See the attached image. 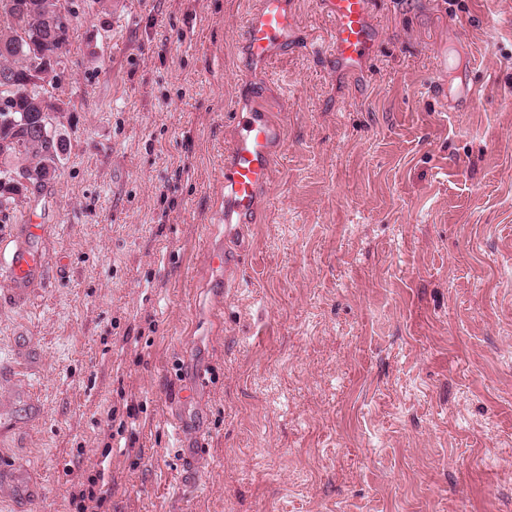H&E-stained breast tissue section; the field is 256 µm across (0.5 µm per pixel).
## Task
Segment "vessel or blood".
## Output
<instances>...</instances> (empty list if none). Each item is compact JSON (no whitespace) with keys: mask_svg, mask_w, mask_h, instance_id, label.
Returning <instances> with one entry per match:
<instances>
[{"mask_svg":"<svg viewBox=\"0 0 512 512\" xmlns=\"http://www.w3.org/2000/svg\"><path fill=\"white\" fill-rule=\"evenodd\" d=\"M333 29L329 49L341 69L366 71L378 43L373 24L375 0H318ZM296 14L290 0H257L245 16L241 47L252 67L261 69L293 46ZM231 133L224 142V240L207 252L216 277L214 288L227 287L225 271L245 251L244 228L254 223L263 193L275 174V159L285 145V131L270 112L234 101L225 107ZM44 225L28 222L7 258L0 262V278L9 285L10 299L23 300L30 288L47 283L46 262L38 247Z\"/></svg>","mask_w":512,"mask_h":512,"instance_id":"obj_1","label":"vessel or blood"}]
</instances>
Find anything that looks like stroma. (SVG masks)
Wrapping results in <instances>:
<instances>
[{"label": "stroma", "instance_id": "1", "mask_svg": "<svg viewBox=\"0 0 512 512\" xmlns=\"http://www.w3.org/2000/svg\"><path fill=\"white\" fill-rule=\"evenodd\" d=\"M71 2L65 159L0 220L46 224L49 278L0 305V512H77L101 469L104 512H512V0H380L360 75L316 0L262 71L254 0ZM236 98L286 148L215 308Z\"/></svg>", "mask_w": 512, "mask_h": 512}]
</instances>
